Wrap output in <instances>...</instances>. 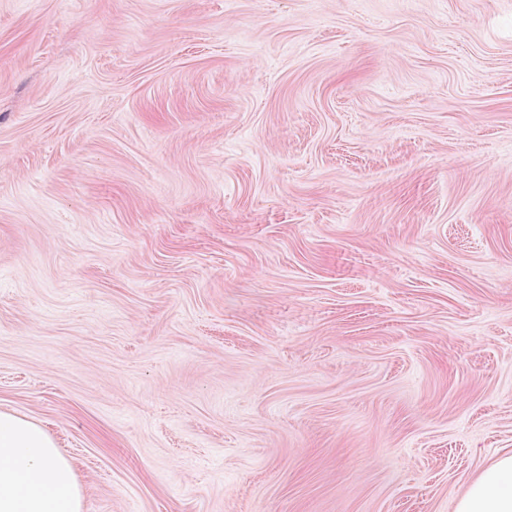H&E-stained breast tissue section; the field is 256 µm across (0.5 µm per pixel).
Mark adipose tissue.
Returning a JSON list of instances; mask_svg holds the SVG:
<instances>
[{"label":"adipose tissue","instance_id":"adipose-tissue-1","mask_svg":"<svg viewBox=\"0 0 512 512\" xmlns=\"http://www.w3.org/2000/svg\"><path fill=\"white\" fill-rule=\"evenodd\" d=\"M0 512H81L72 463L36 423L0 412ZM456 512H512V452L486 468Z\"/></svg>","mask_w":512,"mask_h":512}]
</instances>
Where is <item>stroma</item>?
I'll return each mask as SVG.
<instances>
[{
  "mask_svg": "<svg viewBox=\"0 0 512 512\" xmlns=\"http://www.w3.org/2000/svg\"><path fill=\"white\" fill-rule=\"evenodd\" d=\"M0 411L82 512H454L512 452V0H0Z\"/></svg>",
  "mask_w": 512,
  "mask_h": 512,
  "instance_id": "obj_1",
  "label": "stroma"
}]
</instances>
